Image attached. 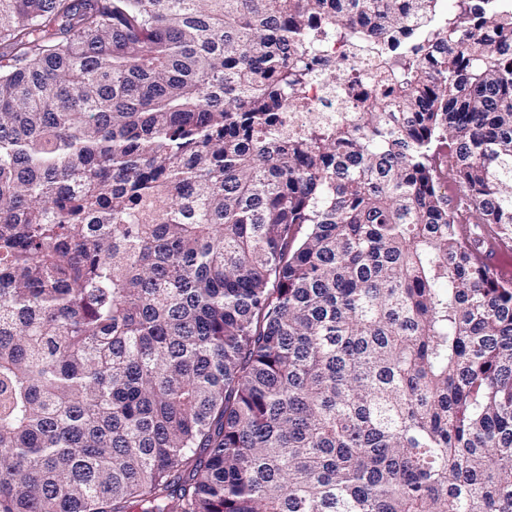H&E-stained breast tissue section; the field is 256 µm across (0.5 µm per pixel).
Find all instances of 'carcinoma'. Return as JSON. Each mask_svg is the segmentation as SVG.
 <instances>
[{"mask_svg":"<svg viewBox=\"0 0 512 512\" xmlns=\"http://www.w3.org/2000/svg\"><path fill=\"white\" fill-rule=\"evenodd\" d=\"M497 238L506 0H0V512H512ZM306 94L314 101L315 106L325 108L330 112H285L284 123L288 127V132H300L306 129L315 121H327L340 119L345 116V105L336 95L327 94L324 90L322 81L318 78L311 81L306 89Z\"/></svg>","mask_w":512,"mask_h":512,"instance_id":"carcinoma-1","label":"carcinoma"}]
</instances>
